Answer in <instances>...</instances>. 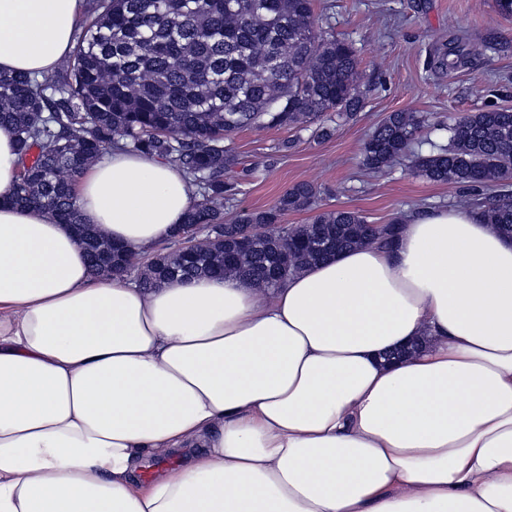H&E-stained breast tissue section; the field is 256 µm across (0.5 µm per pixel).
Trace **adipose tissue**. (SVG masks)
<instances>
[{"instance_id":"1","label":"adipose tissue","mask_w":512,"mask_h":512,"mask_svg":"<svg viewBox=\"0 0 512 512\" xmlns=\"http://www.w3.org/2000/svg\"><path fill=\"white\" fill-rule=\"evenodd\" d=\"M84 5L0 0V74L53 72ZM19 161L0 126V512H512V238L480 209L402 215L393 245L268 299L238 277L147 292L9 202ZM75 195L137 253L192 204L182 170L122 150Z\"/></svg>"}]
</instances>
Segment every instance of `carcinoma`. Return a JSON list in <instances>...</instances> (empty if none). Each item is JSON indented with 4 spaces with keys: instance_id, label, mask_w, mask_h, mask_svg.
Returning a JSON list of instances; mask_svg holds the SVG:
<instances>
[{
    "instance_id": "carcinoma-1",
    "label": "carcinoma",
    "mask_w": 512,
    "mask_h": 512,
    "mask_svg": "<svg viewBox=\"0 0 512 512\" xmlns=\"http://www.w3.org/2000/svg\"><path fill=\"white\" fill-rule=\"evenodd\" d=\"M71 55L51 78L0 75V125L13 127L20 168L10 200L38 207L78 236L95 276L135 274L150 290L165 281L219 272L267 295L291 275L371 239L394 242L398 224L371 227L357 210H317V189L298 182L264 210L224 208L236 185L224 173L236 157L226 136L242 129L347 121L361 107V59L347 40L323 30L314 0H89ZM419 112L390 113L363 144L370 173L410 159L419 176L471 187L512 184V109L470 113L448 126L449 144L415 149ZM119 147L169 161L188 176L195 200L178 232L202 231L197 258L182 249L144 257L113 252L112 240L84 222L75 185L85 166ZM512 236V197L477 204ZM312 211L305 224L283 216ZM261 232H256V229ZM251 240L244 250L243 240Z\"/></svg>"
}]
</instances>
